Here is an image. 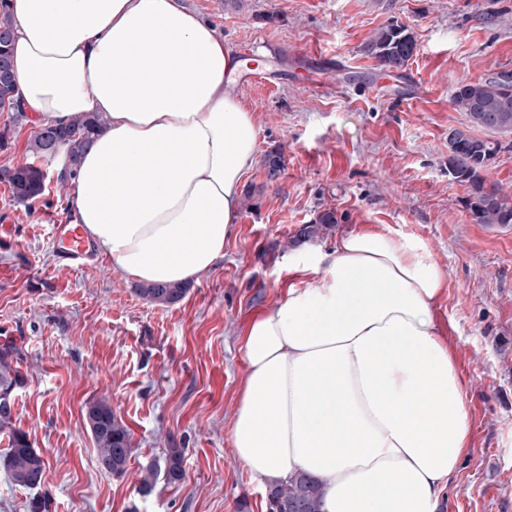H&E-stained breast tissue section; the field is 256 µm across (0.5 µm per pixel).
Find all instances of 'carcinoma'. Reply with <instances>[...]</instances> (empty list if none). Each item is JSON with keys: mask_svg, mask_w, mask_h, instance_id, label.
Wrapping results in <instances>:
<instances>
[{"mask_svg": "<svg viewBox=\"0 0 512 512\" xmlns=\"http://www.w3.org/2000/svg\"><path fill=\"white\" fill-rule=\"evenodd\" d=\"M0 60L10 58L9 47L13 32V19L0 0ZM417 42L405 26L391 25L379 29L366 46L384 69L400 70L413 57ZM450 102L463 112L473 127L491 133L512 132V73L503 72L475 82H461L451 93ZM0 112L12 113V124L0 129V149L8 147L12 128L24 113L19 111L14 88L0 79ZM105 124L100 113H87L66 127L52 129L63 145L69 149L72 162H78L92 136ZM499 143L490 138H479L465 128L456 131L448 141V175L468 185L466 208L477 224L508 226L512 224V196L503 193L499 183L487 174ZM13 199L21 204L38 199L44 191L45 173L41 167L24 163L0 170ZM336 223L334 213L322 212L312 224L302 225L293 242L309 240L330 224ZM137 294L144 300L164 307L181 302L188 292L184 284H141ZM25 354L10 340L0 344V397L13 396L25 384L21 370ZM90 421L86 425L97 454V462L108 465L105 472L120 477L135 451L129 430L118 420L108 402L99 400L87 406ZM0 436L7 439V448L0 451V469L13 484L35 489L43 485L49 468L48 462L34 449L28 435L16 427L7 406L0 405ZM185 449L167 448L162 456L148 462L138 487L139 494L147 496L158 482L167 486L183 483ZM267 512H319V485L311 476L298 473L288 480L271 486L266 494Z\"/></svg>", "mask_w": 512, "mask_h": 512, "instance_id": "obj_1", "label": "carcinoma"}]
</instances>
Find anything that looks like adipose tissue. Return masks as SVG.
Masks as SVG:
<instances>
[{
	"label": "adipose tissue",
	"instance_id": "ef3b65f1",
	"mask_svg": "<svg viewBox=\"0 0 512 512\" xmlns=\"http://www.w3.org/2000/svg\"><path fill=\"white\" fill-rule=\"evenodd\" d=\"M17 96L40 126L106 124L71 162L73 223L125 278L189 283L216 268L257 149L231 84L241 59L181 0H10ZM300 281L255 316L230 437L253 481L304 472L320 512H436L469 450L460 370L434 310L428 245L365 224L299 254Z\"/></svg>",
	"mask_w": 512,
	"mask_h": 512
}]
</instances>
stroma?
<instances>
[{
	"label": "stroma",
	"instance_id": "stroma-1",
	"mask_svg": "<svg viewBox=\"0 0 512 512\" xmlns=\"http://www.w3.org/2000/svg\"><path fill=\"white\" fill-rule=\"evenodd\" d=\"M262 82L237 91L253 111L256 160L224 258L164 308L104 258L59 263L50 226L68 215L48 181L29 204L0 182V343L26 357L17 427L50 464L37 489L0 471V512H266L239 461L228 420L248 366L241 333L298 279L290 239L319 214L336 222L314 243L386 224L422 239L448 288L434 311L462 367L473 444L440 512H512V226L474 223L467 189L448 174V135L466 127L456 84L512 72V0H185ZM417 40L405 69L387 71L365 46L382 27ZM280 152L269 178L263 158ZM109 399L136 448L123 477L103 472L83 421ZM185 449V480L138 492L165 448Z\"/></svg>",
	"mask_w": 512,
	"mask_h": 512
}]
</instances>
